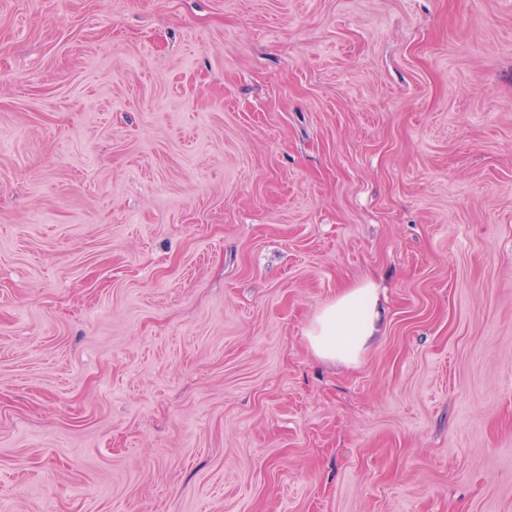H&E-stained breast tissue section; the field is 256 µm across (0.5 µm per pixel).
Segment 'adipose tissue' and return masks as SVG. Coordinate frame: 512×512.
<instances>
[{"mask_svg": "<svg viewBox=\"0 0 512 512\" xmlns=\"http://www.w3.org/2000/svg\"><path fill=\"white\" fill-rule=\"evenodd\" d=\"M380 291L365 282L343 290L323 306L306 330L310 350L319 359L353 365L381 331Z\"/></svg>", "mask_w": 512, "mask_h": 512, "instance_id": "ef3b65f1", "label": "adipose tissue"}]
</instances>
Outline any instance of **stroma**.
I'll return each instance as SVG.
<instances>
[{"mask_svg": "<svg viewBox=\"0 0 512 512\" xmlns=\"http://www.w3.org/2000/svg\"><path fill=\"white\" fill-rule=\"evenodd\" d=\"M0 512H512V0H0ZM382 312L373 282L347 288L314 315L305 334L308 346L325 362L356 364L379 336Z\"/></svg>", "mask_w": 512, "mask_h": 512, "instance_id": "stroma-1", "label": "stroma"}]
</instances>
